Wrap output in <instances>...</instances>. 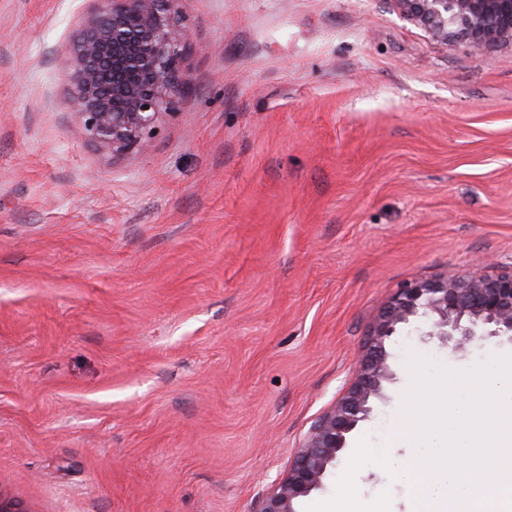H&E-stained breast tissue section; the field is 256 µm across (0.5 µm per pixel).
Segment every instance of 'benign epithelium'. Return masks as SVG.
I'll return each instance as SVG.
<instances>
[{"mask_svg": "<svg viewBox=\"0 0 512 512\" xmlns=\"http://www.w3.org/2000/svg\"><path fill=\"white\" fill-rule=\"evenodd\" d=\"M400 14L445 48L465 43L477 56L512 47V0H394ZM180 0H94L73 33L66 67L72 132L112 153L144 151L148 137L187 87L189 52ZM423 320L429 336L512 339V268L494 275L450 272L397 290L371 334L355 381L315 417L288 473L258 512H298L299 501L324 487L346 436L371 412V399L391 379L386 340L402 324Z\"/></svg>", "mask_w": 512, "mask_h": 512, "instance_id": "1", "label": "benign epithelium"}]
</instances>
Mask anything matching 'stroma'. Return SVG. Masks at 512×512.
Segmentation results:
<instances>
[{
    "label": "stroma",
    "mask_w": 512,
    "mask_h": 512,
    "mask_svg": "<svg viewBox=\"0 0 512 512\" xmlns=\"http://www.w3.org/2000/svg\"><path fill=\"white\" fill-rule=\"evenodd\" d=\"M93 0H0V489L28 512H258L408 282L512 266V47L477 59L393 0H182L187 88L145 153L71 133ZM402 325L325 512H412Z\"/></svg>",
    "instance_id": "stroma-1"
}]
</instances>
